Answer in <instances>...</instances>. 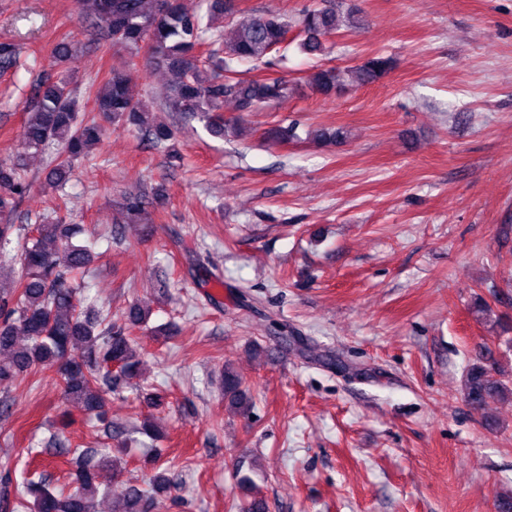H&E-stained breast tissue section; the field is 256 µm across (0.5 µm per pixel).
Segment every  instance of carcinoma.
<instances>
[{"instance_id": "carcinoma-1", "label": "carcinoma", "mask_w": 512, "mask_h": 512, "mask_svg": "<svg viewBox=\"0 0 512 512\" xmlns=\"http://www.w3.org/2000/svg\"><path fill=\"white\" fill-rule=\"evenodd\" d=\"M90 21L101 24L112 45L134 51L146 44L150 59L172 75L168 108L206 124L211 135L224 137V120L218 111L226 102L239 112H263L287 99L293 92L282 76L246 78L238 70L245 63L269 64L267 55L287 42L290 24L273 14H257L231 27L224 37L211 30L215 15L235 13L234 0H208L207 12L190 13L178 0H79ZM361 17L350 11L342 16L336 0H319L301 18L302 40L299 49L309 55L324 51V38L340 27H353ZM208 46L207 58L198 48ZM20 47L0 41V69L14 66ZM393 67L388 56L374 54L349 69L360 84L371 83ZM344 70L315 67L306 84L329 95L341 85ZM77 80L66 72L42 82L35 102L26 109L23 145L41 152L50 144L61 146L65 158L49 173L57 187L68 179L71 164L87 155L100 143L104 126L96 117L81 111ZM98 112L128 128L145 133L156 146L172 138L168 124L149 105L129 91L127 73L121 68L98 84L92 92ZM28 190L23 168L0 164V216L7 217L18 199ZM19 231L14 224L0 222V262L16 267L6 287L0 288V380L20 374H37L53 368L64 397L82 405L106 425L112 438V423L107 420L104 395L131 383L143 374V361L136 355L130 329L145 324L149 312L138 305L129 308L127 326L104 327V318L93 308L82 309L78 294L85 288V274L93 261L91 248L78 245L73 238L82 232L76 224L60 220L34 226L33 236L20 251L10 245ZM485 365L469 369L464 398L480 405L493 394L512 399V382L493 379ZM224 398L245 414L251 409L242 381L231 365L221 373ZM125 448H79L67 444L62 455L71 464L70 487H57L44 475L30 479L25 493L31 498V512H91L90 500L99 493L110 494L102 482L105 471L125 464ZM166 470L155 465L145 485H129L112 502V512H147L155 494L167 487Z\"/></svg>"}]
</instances>
